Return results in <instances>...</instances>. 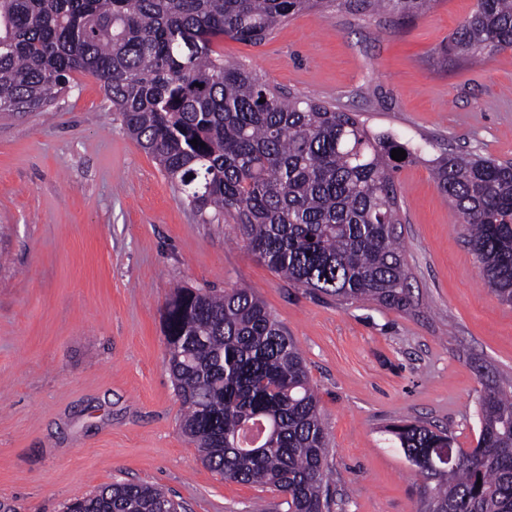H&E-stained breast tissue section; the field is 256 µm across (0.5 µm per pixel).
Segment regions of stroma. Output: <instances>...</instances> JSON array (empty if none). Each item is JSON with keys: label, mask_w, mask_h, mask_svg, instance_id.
<instances>
[{"label": "stroma", "mask_w": 512, "mask_h": 512, "mask_svg": "<svg viewBox=\"0 0 512 512\" xmlns=\"http://www.w3.org/2000/svg\"><path fill=\"white\" fill-rule=\"evenodd\" d=\"M476 0L423 16L305 12L262 43L216 50L284 93L358 114L426 161L396 178L413 307L311 298L259 262L234 222L208 224L124 131L103 83L75 75L49 112H0V512H65L115 482L184 512H283L224 480L180 429L164 309L176 288L255 289L297 340L330 440L332 512H425L432 482L385 431L401 420L475 447L479 402L512 376V305L485 286L431 159L512 161V49L449 60Z\"/></svg>", "instance_id": "1"}]
</instances>
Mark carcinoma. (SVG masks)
<instances>
[{"label":"carcinoma","mask_w":512,"mask_h":512,"mask_svg":"<svg viewBox=\"0 0 512 512\" xmlns=\"http://www.w3.org/2000/svg\"><path fill=\"white\" fill-rule=\"evenodd\" d=\"M338 2L410 20L432 0H0V112H47L75 74L103 80L121 125L181 201L238 224L248 250L289 284L344 304L413 307L396 173L424 149L352 112L284 94L213 49L257 44L290 17ZM512 48V0H476L448 37L474 63ZM197 140L198 146L190 144ZM407 157L396 161L391 151ZM480 275L512 303V163L450 152L430 160ZM167 364L184 435L224 479L284 497L286 512H329V436L296 343L254 290L179 288L164 313ZM265 426L255 447L250 424ZM435 481L427 512H512V378L482 395L476 447L420 422L385 428ZM159 486L114 483L67 512H180Z\"/></svg>","instance_id":"cac0c4a2"}]
</instances>
